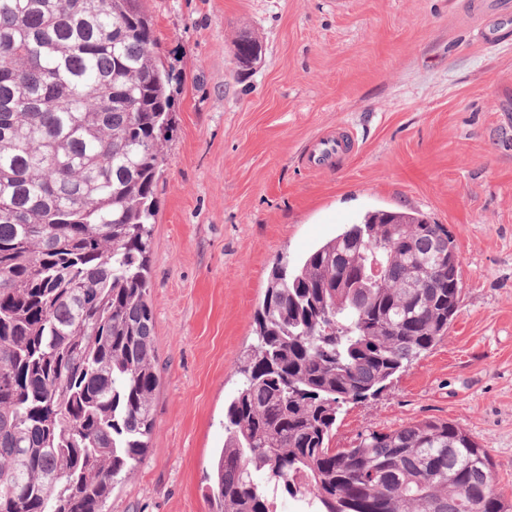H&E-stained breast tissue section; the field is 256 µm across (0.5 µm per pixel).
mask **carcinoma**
Here are the masks:
<instances>
[{"label": "carcinoma", "mask_w": 512, "mask_h": 512, "mask_svg": "<svg viewBox=\"0 0 512 512\" xmlns=\"http://www.w3.org/2000/svg\"><path fill=\"white\" fill-rule=\"evenodd\" d=\"M156 45L143 0H0V512H105L148 449L151 220L174 109ZM442 234L417 212L372 211L272 267L211 512H276L284 494L302 512H509L487 450L454 423L329 447L341 407L378 395L453 321Z\"/></svg>", "instance_id": "carcinoma-1"}]
</instances>
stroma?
<instances>
[{
	"mask_svg": "<svg viewBox=\"0 0 512 512\" xmlns=\"http://www.w3.org/2000/svg\"><path fill=\"white\" fill-rule=\"evenodd\" d=\"M475 0H145L173 74L174 129L152 221L154 429L108 512H210L224 408L278 259L298 262L372 210L445 227L458 313L380 394L344 406L331 445L449 421L488 448L512 499V25L478 36ZM248 34L263 46L233 62ZM354 149L313 169V142Z\"/></svg>",
	"mask_w": 512,
	"mask_h": 512,
	"instance_id": "35a3bbf8",
	"label": "stroma"
}]
</instances>
